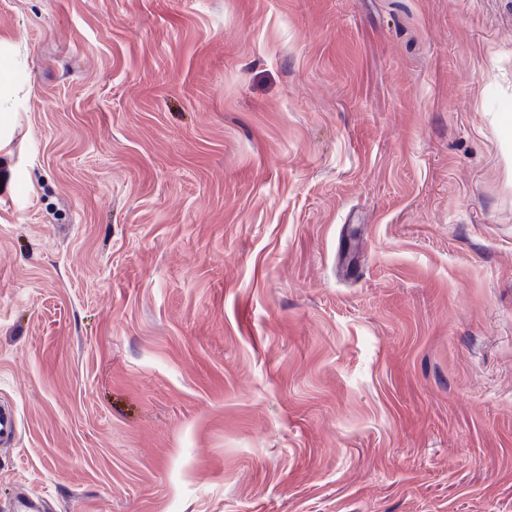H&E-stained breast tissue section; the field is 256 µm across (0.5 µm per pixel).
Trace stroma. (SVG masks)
I'll list each match as a JSON object with an SVG mask.
<instances>
[{"label":"stroma","mask_w":512,"mask_h":512,"mask_svg":"<svg viewBox=\"0 0 512 512\" xmlns=\"http://www.w3.org/2000/svg\"><path fill=\"white\" fill-rule=\"evenodd\" d=\"M0 512H512V0H0ZM15 65L11 56L5 54L0 50V128H1V137H0V149L4 148L7 145V140L2 136V130L9 127L10 121L13 118V112L5 110L2 107L1 101V91L3 87L9 86L13 83V75H14Z\"/></svg>","instance_id":"stroma-1"}]
</instances>
